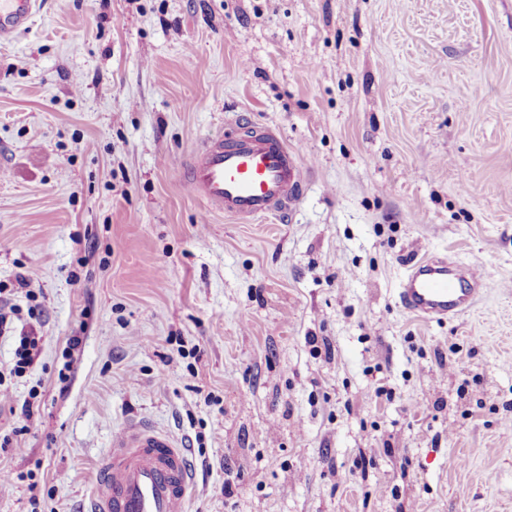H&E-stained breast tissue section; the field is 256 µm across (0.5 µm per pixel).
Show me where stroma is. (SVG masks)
Instances as JSON below:
<instances>
[{
  "label": "stroma",
  "instance_id": "obj_1",
  "mask_svg": "<svg viewBox=\"0 0 512 512\" xmlns=\"http://www.w3.org/2000/svg\"><path fill=\"white\" fill-rule=\"evenodd\" d=\"M41 2L0 42V370L41 338L0 512H78L138 422L188 512H512V0ZM236 115L300 148L290 217L188 193ZM434 254L485 262L457 318L399 304Z\"/></svg>",
  "mask_w": 512,
  "mask_h": 512
}]
</instances>
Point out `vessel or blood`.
Returning <instances> with one entry per match:
<instances>
[{"mask_svg": "<svg viewBox=\"0 0 512 512\" xmlns=\"http://www.w3.org/2000/svg\"><path fill=\"white\" fill-rule=\"evenodd\" d=\"M39 0H0V41L27 28ZM189 193L225 216L254 221L285 217L300 203L306 178L298 148L268 127L205 140L183 171ZM478 262L460 271L426 258L402 281L403 309L424 318H453L472 304ZM191 451L147 425L122 429L99 465L82 512H186L194 482Z\"/></svg>", "mask_w": 512, "mask_h": 512, "instance_id": "1", "label": "vessel or blood"}]
</instances>
